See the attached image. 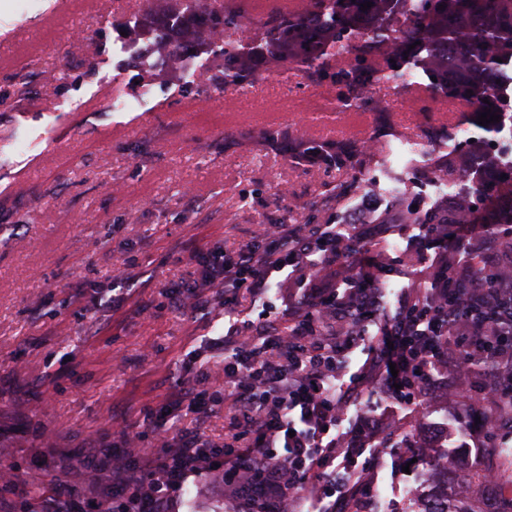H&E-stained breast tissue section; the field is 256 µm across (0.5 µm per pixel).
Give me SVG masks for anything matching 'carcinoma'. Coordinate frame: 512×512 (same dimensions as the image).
<instances>
[{
	"mask_svg": "<svg viewBox=\"0 0 512 512\" xmlns=\"http://www.w3.org/2000/svg\"><path fill=\"white\" fill-rule=\"evenodd\" d=\"M367 1L372 2L371 8L361 10ZM186 2L199 16L198 31L202 33L237 25L236 17L208 10L203 0ZM365 12L376 29L373 36L356 30L357 18ZM322 32L331 35L334 47L380 51L387 69L398 67L396 75L406 58L422 62L436 78L433 87L437 93L476 112H501L506 107L502 98L486 93L485 87L503 73V67L512 64V0H309L307 13L275 19L269 46L274 49L284 43L299 70L327 74L326 52L319 40ZM224 74L241 84L249 82L238 46L229 43L224 44ZM372 75V71L364 74L355 67L336 70V82L353 90L344 106L361 107L362 81ZM501 174L503 178L495 184L483 185L485 200L512 195V166L501 169ZM482 472L483 458L479 457L461 476L467 495L450 497L427 512H490Z\"/></svg>",
	"mask_w": 512,
	"mask_h": 512,
	"instance_id": "carcinoma-1",
	"label": "carcinoma"
}]
</instances>
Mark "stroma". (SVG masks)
<instances>
[{
	"mask_svg": "<svg viewBox=\"0 0 512 512\" xmlns=\"http://www.w3.org/2000/svg\"><path fill=\"white\" fill-rule=\"evenodd\" d=\"M60 0H0V465L21 484L10 503L68 483L95 497L110 485L88 462L111 447L113 422L145 442L199 431L223 444V403L161 433L146 411L173 402L182 365L224 382V357L206 352L229 325L220 288L205 282L191 250L234 249L268 224H334L355 237L353 216L408 225L415 211L448 217L461 204L481 223L512 210V198L483 200L497 166V132L467 108L450 105L423 66L376 82L338 134L307 126L308 116L342 104L348 89L302 74L273 57L267 16H245L232 32L252 80L224 77V53L195 39L178 64L159 40L193 30L182 0H84L67 20ZM132 100L118 111L113 96ZM386 103L376 110L375 99ZM275 130L288 153L274 154ZM333 141L342 168L299 158L302 142ZM453 188L440 192L439 179ZM127 281L113 287L111 275ZM195 284L212 302L208 317L169 296ZM119 294V306L108 305ZM438 387L418 406L371 393L394 449L381 453L376 489L394 490L407 473L413 438L448 440V482L481 451L480 429H502L472 395L487 379L441 368ZM175 512H234L223 488L188 485Z\"/></svg>",
	"mask_w": 512,
	"mask_h": 512,
	"instance_id": "stroma-1",
	"label": "stroma"
}]
</instances>
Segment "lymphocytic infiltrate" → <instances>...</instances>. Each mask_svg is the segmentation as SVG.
I'll use <instances>...</instances> for the list:
<instances>
[{"instance_id": "1", "label": "lymphocytic infiltrate", "mask_w": 512, "mask_h": 512, "mask_svg": "<svg viewBox=\"0 0 512 512\" xmlns=\"http://www.w3.org/2000/svg\"><path fill=\"white\" fill-rule=\"evenodd\" d=\"M390 230L383 224L347 241L332 224H269L260 239L234 251H198L194 257L229 303L242 291L264 297L287 271L312 276L334 267L373 235ZM437 267L431 294H405L391 312L382 287L395 268L369 260L349 276L344 292L308 288L287 318L265 314L248 322L255 341H243L237 328H229L222 340L208 345L210 351H223L230 383L224 401L232 419L223 446L185 433L163 452L139 446L131 463L126 459L130 432L125 425L114 426L116 447L95 461L111 472L114 491L97 512H173L189 481L205 474L221 479L238 512H283L295 490L335 500L341 512H349L375 494L368 474L380 455L369 452V445L391 443L367 412L340 432L351 402L374 391L399 405L416 404L434 387L437 367L450 361L456 373H467L480 352L499 364L484 389L488 408L512 411V278L491 266L467 280L443 255ZM339 315L348 331L322 333V322ZM371 322L378 332L369 338L365 328ZM362 340L369 353L361 371L348 385L337 386L343 357ZM145 458L146 468L140 465Z\"/></svg>"}]
</instances>
